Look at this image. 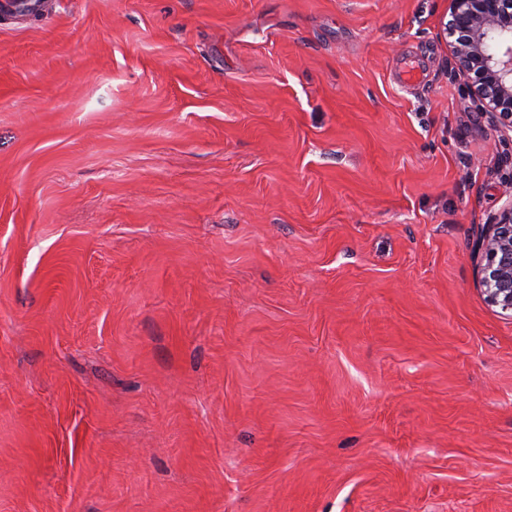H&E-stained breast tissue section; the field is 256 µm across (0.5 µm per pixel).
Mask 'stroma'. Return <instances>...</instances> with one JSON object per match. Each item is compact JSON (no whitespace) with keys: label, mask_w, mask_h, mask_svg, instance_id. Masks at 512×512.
<instances>
[{"label":"stroma","mask_w":512,"mask_h":512,"mask_svg":"<svg viewBox=\"0 0 512 512\" xmlns=\"http://www.w3.org/2000/svg\"><path fill=\"white\" fill-rule=\"evenodd\" d=\"M447 11L0 10V512H512Z\"/></svg>","instance_id":"obj_1"}]
</instances>
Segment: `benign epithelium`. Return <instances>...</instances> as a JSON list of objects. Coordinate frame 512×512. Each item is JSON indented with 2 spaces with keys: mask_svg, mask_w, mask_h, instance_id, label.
I'll return each mask as SVG.
<instances>
[{
  "mask_svg": "<svg viewBox=\"0 0 512 512\" xmlns=\"http://www.w3.org/2000/svg\"><path fill=\"white\" fill-rule=\"evenodd\" d=\"M438 36L448 44V78L461 80L471 108L498 141L512 146V0H448ZM499 40L489 50L491 37ZM502 204L489 214L475 243L479 285L488 305L512 319V177Z\"/></svg>",
  "mask_w": 512,
  "mask_h": 512,
  "instance_id": "7a95c632",
  "label": "benign epithelium"
}]
</instances>
